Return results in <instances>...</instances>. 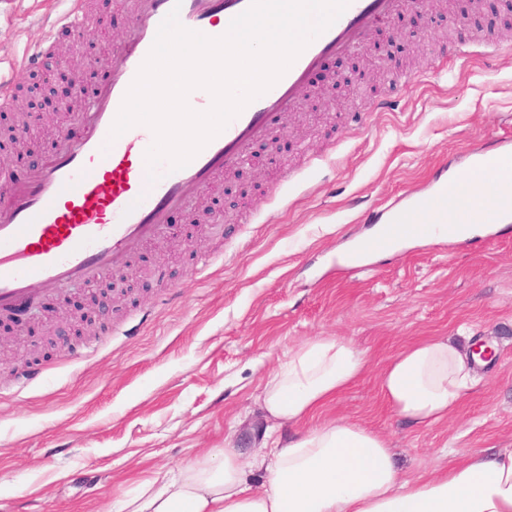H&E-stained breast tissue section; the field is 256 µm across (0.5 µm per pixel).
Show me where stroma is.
Wrapping results in <instances>:
<instances>
[{
  "label": "stroma",
  "instance_id": "obj_1",
  "mask_svg": "<svg viewBox=\"0 0 512 512\" xmlns=\"http://www.w3.org/2000/svg\"><path fill=\"white\" fill-rule=\"evenodd\" d=\"M96 22L68 37L60 67L111 62L132 29L127 0H93ZM66 8L64 0H0V79L26 83L20 61ZM457 0L429 24L374 29L395 37L366 81L314 112L301 100L286 125L281 164L247 166L246 203L222 233L185 247L143 246L128 292L70 346H50L38 324L0 340V512H118L140 479L178 474L210 452L263 446L269 373L289 348L317 336L366 353L362 379L323 410L382 433L401 471L447 467L452 449L512 448V223L496 238L406 240L347 269L337 257L433 176L465 170L472 152L512 136V0H482L475 24H449ZM492 34V56L456 61L451 44ZM411 73L392 80L391 68ZM382 102L380 110L366 106ZM282 196H272L274 187ZM452 336L493 350L445 422L417 428L382 403L379 373L404 346Z\"/></svg>",
  "mask_w": 512,
  "mask_h": 512
}]
</instances>
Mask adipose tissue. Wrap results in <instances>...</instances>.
I'll list each match as a JSON object with an SVG mask.
<instances>
[{"label": "adipose tissue", "mask_w": 512, "mask_h": 512, "mask_svg": "<svg viewBox=\"0 0 512 512\" xmlns=\"http://www.w3.org/2000/svg\"><path fill=\"white\" fill-rule=\"evenodd\" d=\"M475 355L450 338L405 346L384 366L379 393L396 416L418 427L447 420L475 384ZM365 356L335 337L292 348L270 376L267 417L298 425L316 416L364 374ZM263 489L245 477L242 453L227 448L157 475L123 501V512H512V449L463 452L447 469L404 479L379 432L329 420L269 450Z\"/></svg>", "instance_id": "obj_1"}]
</instances>
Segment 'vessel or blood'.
Instances as JSON below:
<instances>
[{"mask_svg":"<svg viewBox=\"0 0 512 512\" xmlns=\"http://www.w3.org/2000/svg\"><path fill=\"white\" fill-rule=\"evenodd\" d=\"M61 28L76 32L93 19L90 0H67ZM251 0H132L133 27L105 81L85 98L73 137L53 145L50 154L21 183L0 195V312L35 302L32 284L44 292L90 282L127 264L133 254L167 227L172 211L191 209L193 194L224 171L240 166L248 148L282 130L298 106V92L321 61L361 49L372 28L404 11L408 0H349L345 11L300 53L283 76L232 118L184 168L160 164L150 181L134 172L133 158H144L153 131L136 125L120 136L111 128L123 99L147 58L159 26L171 9L190 30L219 35L221 20L244 12ZM512 150L477 153L474 165L439 181L423 207L447 215L449 224L493 225L512 213V196L500 197L481 213L470 202ZM398 213L366 249H393L411 221Z\"/></svg>","mask_w":512,"mask_h":512,"instance_id":"vessel-or-blood-1","label":"vessel or blood"}]
</instances>
